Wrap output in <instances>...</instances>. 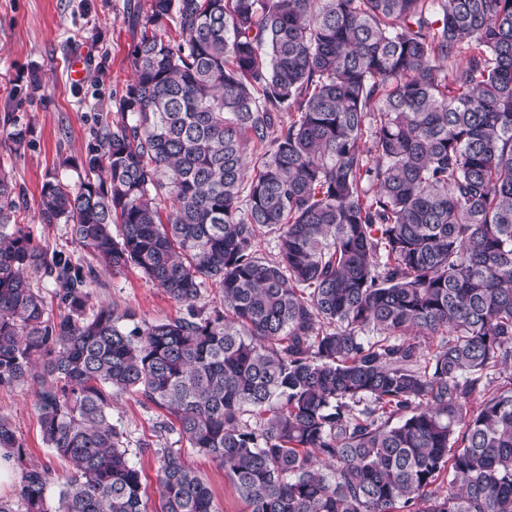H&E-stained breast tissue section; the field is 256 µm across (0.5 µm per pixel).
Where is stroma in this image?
Returning a JSON list of instances; mask_svg holds the SVG:
<instances>
[{"label": "stroma", "mask_w": 512, "mask_h": 512, "mask_svg": "<svg viewBox=\"0 0 512 512\" xmlns=\"http://www.w3.org/2000/svg\"><path fill=\"white\" fill-rule=\"evenodd\" d=\"M133 3L143 12L149 7L148 0H0V114L10 113L29 131L17 149L0 128V171L24 198L17 223L29 227L46 256H62L92 270L90 310L102 305L130 308L139 321L155 323L182 316L183 306L137 269L112 273L73 243L68 224H44L39 218L43 183L53 178L77 183L76 162L116 116L115 103L132 77L128 50L141 34L127 20ZM77 53L84 54L85 64L76 81L67 61ZM35 387L30 380L0 388V416L13 423L27 462L54 473L47 489L53 501L68 466L42 440L33 405ZM165 418L164 410L135 394L119 396L112 406V422L123 435L131 463L142 473L149 512L159 507L161 448L181 451L185 463L209 483L219 512H246L223 467L187 447L176 433L163 430Z\"/></svg>", "instance_id": "obj_1"}]
</instances>
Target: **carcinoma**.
I'll return each mask as SVG.
<instances>
[{
    "label": "carcinoma",
    "mask_w": 512,
    "mask_h": 512,
    "mask_svg": "<svg viewBox=\"0 0 512 512\" xmlns=\"http://www.w3.org/2000/svg\"><path fill=\"white\" fill-rule=\"evenodd\" d=\"M129 19L118 120L77 184L43 183L40 220L185 313H87L91 272L46 261L0 175V387L38 378L72 466L48 502L0 417L25 512H144L111 419L126 393L248 512H512V381L484 389L512 366V0H150ZM42 268L52 323L25 277ZM420 337L440 338L425 360ZM158 491L160 512H218L170 448ZM30 282L34 288L40 290L45 299V319L56 321L65 310L60 301L55 297L53 281L41 269L30 274Z\"/></svg>",
    "instance_id": "obj_1"
}]
</instances>
